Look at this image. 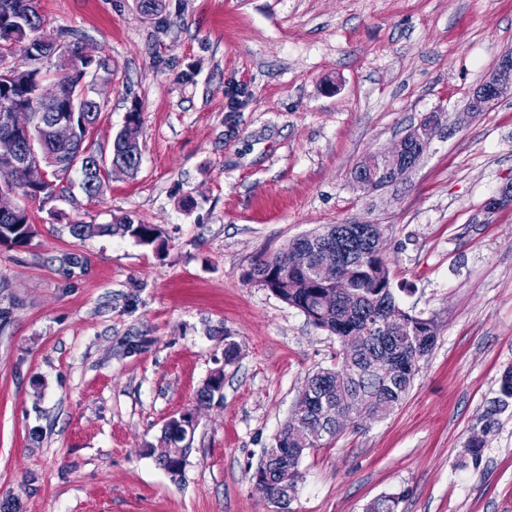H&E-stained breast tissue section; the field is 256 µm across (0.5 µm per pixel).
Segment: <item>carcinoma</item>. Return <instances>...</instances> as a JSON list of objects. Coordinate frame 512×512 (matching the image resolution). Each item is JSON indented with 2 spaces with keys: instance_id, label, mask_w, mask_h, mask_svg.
Here are the masks:
<instances>
[{
  "instance_id": "obj_1",
  "label": "carcinoma",
  "mask_w": 512,
  "mask_h": 512,
  "mask_svg": "<svg viewBox=\"0 0 512 512\" xmlns=\"http://www.w3.org/2000/svg\"><path fill=\"white\" fill-rule=\"evenodd\" d=\"M9 37H25L33 43L34 53L23 63L9 64L19 73V79L0 85V129L8 113L24 108L40 118L56 105L58 113H77V122H98L103 107L86 98L84 86L87 72L95 69L112 74L108 57L99 62L84 59L83 42L68 32L53 33L37 8V0H0V67L8 64L9 53L4 44ZM60 47L56 56L57 75L53 80V100L43 97L46 75L33 63L45 59L44 52ZM141 119L125 120L108 149L92 148L88 158L77 164L75 174L79 187L89 196L104 191L98 167L104 165L103 153H109L110 162L123 163L136 171L141 163ZM25 149L41 147L46 155L72 159L79 146L53 141L46 123L31 129L30 138L23 140ZM364 175L372 180L371 190L382 189L393 183L395 164L391 161L372 162L367 158L355 167L352 178ZM34 198V190L25 173H14L12 188L0 192V210L14 207L11 216L0 215V245L23 247L34 233L29 213L17 205L15 199ZM71 236L84 240L93 236L119 235L133 239L142 246H152L159 239V229L153 224H142L127 216L114 217L107 224H92L76 220L69 225ZM384 235L381 224H327L289 242L287 249L254 261L247 278L269 289L286 304L299 309L316 327L337 338L357 336L362 344V357L357 371L343 378V358L336 367L321 369L308 376L298 395L293 411L282 425L272 444L264 450L268 462L267 478L271 482L272 497L282 502V508L295 493L301 478L300 463L307 450L325 446L336 437V419L346 416L349 407L346 398L353 399L364 416L374 418L386 407H398L408 396L417 371L418 362L432 349L433 343H417L415 337L436 328L431 318L413 315L404 310L395 296L390 270L386 260L376 249L375 239ZM328 248L342 250L343 277L346 287H330L315 278L313 268L320 253ZM392 362L398 377L388 381L371 371L375 360ZM224 387V373L210 376L197 394L198 404L207 405ZM512 408V368L504 370L498 382L496 396L482 415L483 426L473 433L464 445L462 464H480L487 437L499 426V416ZM303 420L311 443L299 450L291 436L295 422ZM196 430L192 412L181 411L165 424L162 441L167 448L156 463L171 477L180 474ZM398 498L383 495L370 502L365 512H396Z\"/></svg>"
}]
</instances>
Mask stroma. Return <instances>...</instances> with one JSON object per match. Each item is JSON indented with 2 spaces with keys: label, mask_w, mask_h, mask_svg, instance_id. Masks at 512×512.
<instances>
[{
  "label": "stroma",
  "mask_w": 512,
  "mask_h": 512,
  "mask_svg": "<svg viewBox=\"0 0 512 512\" xmlns=\"http://www.w3.org/2000/svg\"><path fill=\"white\" fill-rule=\"evenodd\" d=\"M53 31L112 60L93 140L130 111L142 160L94 200L30 202L35 236L0 246V512H276L251 480L338 338L248 281L324 224L386 228L397 300L437 339L404 402L309 450L288 512H512V412L460 466L512 366V94L467 109L512 52V0H38ZM247 88L231 101L237 85ZM445 125L401 181L350 173L423 114ZM163 232L74 239L72 219ZM239 353L224 360V341ZM224 373L222 399L197 393ZM196 411L183 475L149 448Z\"/></svg>",
  "instance_id": "1"
}]
</instances>
